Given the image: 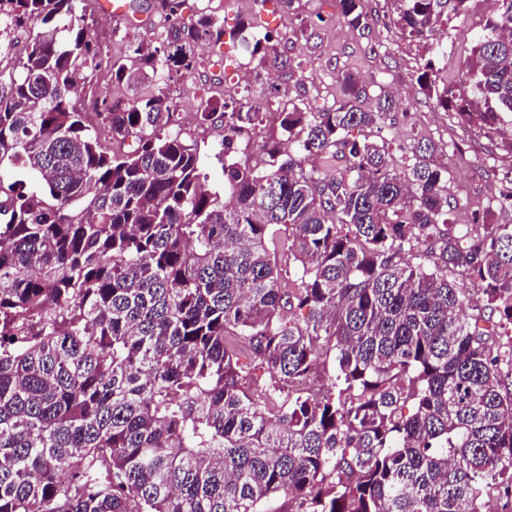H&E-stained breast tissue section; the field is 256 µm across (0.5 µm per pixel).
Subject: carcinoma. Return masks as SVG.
<instances>
[{"label":"carcinoma","mask_w":512,"mask_h":512,"mask_svg":"<svg viewBox=\"0 0 512 512\" xmlns=\"http://www.w3.org/2000/svg\"><path fill=\"white\" fill-rule=\"evenodd\" d=\"M87 0H0V35L32 30L0 83V512H484L512 508V224L449 222L447 167L417 147L404 173L350 139L395 104L305 112L200 103L224 126V195L163 92L224 22L155 0L167 22L114 57L87 37ZM393 25L425 42L419 75L439 106L490 133L512 112V0H495L461 89L437 30L469 0H396ZM344 23L369 26L361 0ZM263 61L273 32L229 33ZM146 80L127 100L77 101L87 67ZM274 114L280 137L251 163L236 138ZM112 142L137 141L132 152ZM324 156L335 171L303 168ZM295 263L292 281L278 255ZM476 282L484 305L462 285ZM473 313L463 316L464 309ZM335 374L310 390L322 356ZM271 383L250 391L252 372Z\"/></svg>","instance_id":"cac0c4a2"}]
</instances>
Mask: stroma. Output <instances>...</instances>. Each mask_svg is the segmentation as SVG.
<instances>
[{
    "label": "stroma",
    "mask_w": 512,
    "mask_h": 512,
    "mask_svg": "<svg viewBox=\"0 0 512 512\" xmlns=\"http://www.w3.org/2000/svg\"><path fill=\"white\" fill-rule=\"evenodd\" d=\"M201 6L223 20L228 29L249 18L261 20L274 35L270 55L290 59L293 65L288 72L269 62H249L238 44L228 40L221 47L199 52L190 78L165 87V95L185 117L184 138L197 145L205 158L211 191L224 190L222 163L216 156L224 129L196 124L194 116L201 101L227 97L247 102L276 87L288 89L289 100L304 111L315 112L344 100L341 77L349 73L365 90L360 100L362 108L376 107L387 94L406 103L404 110L391 113L378 127L355 131L356 139L386 146L398 171L409 164L414 143L431 144L448 168L450 222L473 224L481 217L503 222L499 196L512 187V117L504 116L498 132L490 136L438 107L435 96L417 82V74L428 58L425 47L403 39L390 22L395 0H363L370 25L360 30L343 22L336 0H295L289 9L275 7L270 0H202ZM490 12L489 0H470L465 18L449 28L447 48L440 59L441 66L448 70L449 83H456ZM304 17L312 19V26L300 28L299 21ZM132 21V13L107 16L94 4L86 13L84 25L93 42L119 56L125 51V35ZM243 66L250 71L248 82L225 90V74Z\"/></svg>",
    "instance_id": "obj_1"
}]
</instances>
